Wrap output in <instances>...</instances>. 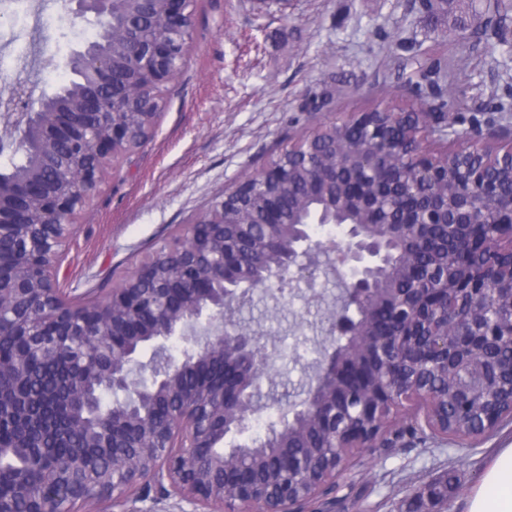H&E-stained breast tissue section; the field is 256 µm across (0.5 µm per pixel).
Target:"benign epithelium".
I'll list each match as a JSON object with an SVG mask.
<instances>
[{
  "label": "benign epithelium",
  "mask_w": 512,
  "mask_h": 512,
  "mask_svg": "<svg viewBox=\"0 0 512 512\" xmlns=\"http://www.w3.org/2000/svg\"><path fill=\"white\" fill-rule=\"evenodd\" d=\"M118 2L65 0L74 16L90 15L101 27L99 39L65 62L89 76L78 110L50 104L55 91L36 101L19 91L4 105L21 113L24 133L44 144L77 148L79 157L53 167L46 180L8 181L0 172V334L20 339L14 354L0 359V418L38 431L10 447L0 445L1 458H23L11 492L0 494V512H15L16 499L25 502L24 512H57L61 499L69 502L68 512H81L91 501L115 504L130 495L145 501L153 491L195 506L194 512H307L312 501L336 491L353 458L388 447V434L406 403L423 412L425 425L444 438L473 439L511 419L512 354L492 356L497 346L512 349V281H501V272L512 270V236L504 237L499 224L482 225L476 262L464 275L470 287L434 268L416 286L401 288L397 276L419 242L420 225L435 222L432 208L421 211L415 224L403 219L358 224L342 221L346 208L329 200L288 225L285 239L275 204L264 223L249 225L244 241L227 236L224 206L239 190L261 193L269 183H283V171L271 162L226 189L209 216L188 225L107 299L74 302L59 288L54 269L76 215L100 192L106 161L137 139L128 112L158 115L159 89L188 53L185 38L195 0H165L156 23L150 20L153 0H139L144 20L137 24L116 21ZM409 114L416 120L415 137L386 142L385 149L399 163L417 164L435 183L448 167L438 164L424 140L452 135L463 145L444 155L474 158L500 136L492 129L463 138L448 117L422 100ZM370 116L352 112L336 123L365 129ZM495 178L489 162L465 167L461 209L451 223H471L472 189ZM313 224H333L342 238L327 245L314 240ZM330 253L349 277L330 322L332 345L340 352L318 362L315 385L270 432V439L283 441L290 423L316 425L323 430L324 452L290 458L284 443L275 455L254 456L268 473L255 480L246 451L261 442L224 447L227 437L246 433L261 410V382L271 367L259 340L239 325L238 300L275 284H313L319 256ZM159 267L165 269L162 278L154 275ZM380 302L391 314L386 329L376 327L373 318ZM200 323L203 336L192 355H166L170 340L187 339ZM146 346L154 348L149 386L134 377ZM363 356L378 358L384 369L348 411L336 404L335 388L351 378ZM35 360H67L70 367L55 384L34 388ZM442 376L452 379L454 403L474 412V425L450 432L439 424L441 398L432 381ZM101 390L120 391L124 399L103 410L97 405ZM36 404L65 405L71 416L46 425ZM60 440L76 443V451L57 456L53 448ZM325 461L329 467L311 490L294 494L297 475Z\"/></svg>",
  "instance_id": "obj_1"
}]
</instances>
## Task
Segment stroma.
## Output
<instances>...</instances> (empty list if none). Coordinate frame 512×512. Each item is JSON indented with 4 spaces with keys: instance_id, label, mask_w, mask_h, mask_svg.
<instances>
[{
    "instance_id": "stroma-1",
    "label": "stroma",
    "mask_w": 512,
    "mask_h": 512,
    "mask_svg": "<svg viewBox=\"0 0 512 512\" xmlns=\"http://www.w3.org/2000/svg\"><path fill=\"white\" fill-rule=\"evenodd\" d=\"M490 0H452L428 14L412 0H197L187 60L166 83L152 136L110 163L100 193L75 219L57 279L69 296L102 300L113 288L206 217L233 180L257 171L338 112H365L417 100L395 66L434 58L456 68L450 117L512 131L493 112L511 99L512 16L500 31L486 21ZM98 25L74 17L62 0H0V97L25 84L40 98L69 78L66 58L95 39ZM416 42L400 49L401 39ZM326 92L329 110L306 107ZM340 294L320 267L313 286L290 283L242 302L237 319L266 350H278L268 388L298 400L329 345V314ZM512 444V420L472 440H440L425 425L393 447L359 455L335 493L308 512H413L427 488L455 470L448 503L426 512H467L495 449Z\"/></svg>"
}]
</instances>
